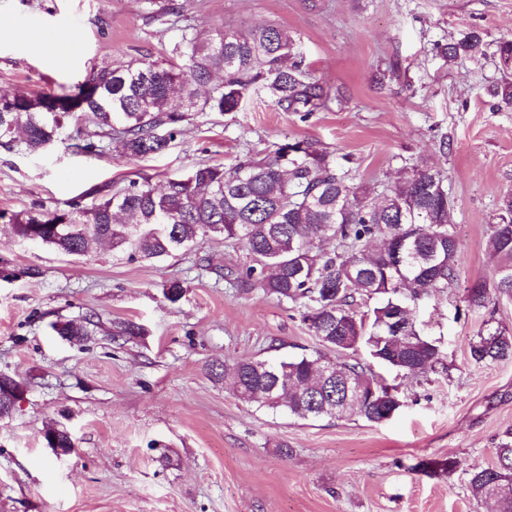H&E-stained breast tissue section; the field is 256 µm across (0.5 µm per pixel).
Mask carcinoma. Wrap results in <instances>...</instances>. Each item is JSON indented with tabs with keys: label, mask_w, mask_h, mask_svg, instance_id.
<instances>
[{
	"label": "carcinoma",
	"mask_w": 512,
	"mask_h": 512,
	"mask_svg": "<svg viewBox=\"0 0 512 512\" xmlns=\"http://www.w3.org/2000/svg\"><path fill=\"white\" fill-rule=\"evenodd\" d=\"M483 36L470 32L444 49L450 60L483 53ZM252 94L282 112H316L333 100L331 89L306 63L300 37L276 24L240 31L183 32L172 57L115 60L90 68L70 93L17 92L0 101V147L38 152L57 139L64 118L77 114L92 126L75 148L97 154L107 146L132 159L163 153L199 112H236ZM97 202L26 214L0 213L15 235L42 229L41 244L85 255L108 242L112 250L148 261L185 255L206 238L240 245L249 264L227 267L229 286L259 288L291 305L322 350L270 361H224L219 376L231 380L242 402L301 420L356 414L387 420L398 400L371 369L336 362L327 353L362 348L370 358L408 376L444 367L436 342L419 328L418 302L458 287V245L448 242L453 200L447 176L435 163L406 168L378 193L351 181L335 153L309 140L285 141L264 154L247 153L226 168L201 164L155 185L149 177L90 191ZM336 242L321 250L315 239ZM490 281L464 288L463 302L494 313L512 297V192L502 195L491 225ZM172 304L184 296L179 280L163 284ZM378 302L360 311L357 298ZM57 335H87L81 322H57ZM477 365L512 359V332L488 318L468 343ZM50 448H74L72 434L49 432ZM496 462L470 474L472 496L492 499L512 512V432L496 444Z\"/></svg>",
	"instance_id": "cac0c4a2"
}]
</instances>
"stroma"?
Returning <instances> with one entry per match:
<instances>
[{
    "instance_id": "35a3bbf8",
    "label": "stroma",
    "mask_w": 512,
    "mask_h": 512,
    "mask_svg": "<svg viewBox=\"0 0 512 512\" xmlns=\"http://www.w3.org/2000/svg\"><path fill=\"white\" fill-rule=\"evenodd\" d=\"M0 0V94L73 90L90 67L168 56L185 26L296 32L307 61L337 98L302 117L260 97L240 111L196 115L162 154L129 159L75 150L86 125L65 119L37 154L0 148V211H54L136 173L154 184L198 163L233 166L249 151L306 139L349 157L355 182L382 187L429 158L448 176L460 286L419 303L420 328L445 371L374 372L397 388L394 416L299 420L238 400L212 369L224 360L313 353L319 342L288 304L242 294L225 266L245 251L205 239L154 263L102 246L70 256L21 242L0 223V373L24 383L0 419V512H494L469 488L512 431V360L477 365L468 342L484 314L465 286L490 278L487 240L500 197L512 192V106L492 94L497 53L512 39V0ZM479 32L484 52L448 62L446 44ZM447 151H440V143ZM185 287L166 301L170 279ZM59 320L88 334L55 336ZM143 334L112 338L113 322ZM66 427L77 448L55 455L43 432ZM458 462L443 469L447 459Z\"/></svg>"
}]
</instances>
